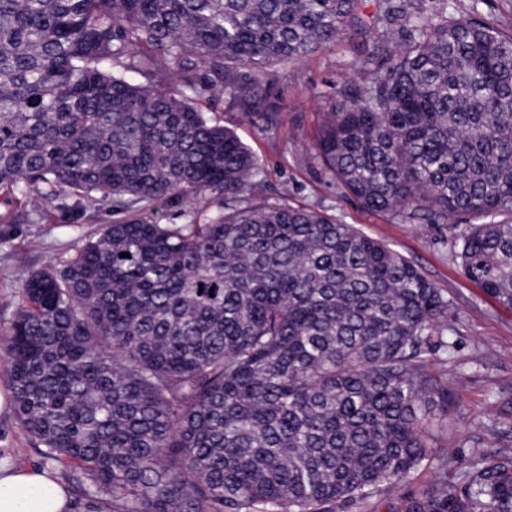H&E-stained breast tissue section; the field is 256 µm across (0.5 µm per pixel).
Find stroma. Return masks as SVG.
Returning <instances> with one entry per match:
<instances>
[{
    "label": "stroma",
    "instance_id": "stroma-1",
    "mask_svg": "<svg viewBox=\"0 0 512 512\" xmlns=\"http://www.w3.org/2000/svg\"><path fill=\"white\" fill-rule=\"evenodd\" d=\"M414 12L436 15L441 7L467 11L512 27V0H410ZM381 0H362L368 27L347 34L314 57L288 67H273L259 77L264 107H280L270 125L245 116L228 99L201 97L197 104L214 121L236 132L258 158L263 174L253 188L257 202H276L289 186L295 205L325 211L418 265L450 301L444 343L430 357L448 390V452L465 459L475 451L512 447V310L501 306L463 275L450 258L454 234L444 224H406L363 210L345 196L316 157L320 126L343 78L368 76L362 46L381 38L377 21ZM23 200L0 202V225L24 231L0 249V323L17 308L15 284L33 271L73 254L80 238L95 235L113 221L110 205L78 200L63 192L44 208L39 223H28ZM0 457L37 467L41 458L10 411L0 412Z\"/></svg>",
    "mask_w": 512,
    "mask_h": 512
}]
</instances>
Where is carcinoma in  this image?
<instances>
[{"label":"carcinoma","instance_id":"carcinoma-1","mask_svg":"<svg viewBox=\"0 0 512 512\" xmlns=\"http://www.w3.org/2000/svg\"><path fill=\"white\" fill-rule=\"evenodd\" d=\"M361 2L0 0V190L29 220L66 189L120 214L0 325L17 424L79 469L86 512H512V451L460 462L432 428L442 290L286 190L253 202L261 165L196 105L250 111L254 74L336 43ZM383 3L399 41L344 80L319 157L371 213L476 220L451 259L512 309V28ZM175 195L206 222L157 223Z\"/></svg>","mask_w":512,"mask_h":512}]
</instances>
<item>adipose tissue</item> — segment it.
Listing matches in <instances>:
<instances>
[{"label": "adipose tissue", "instance_id": "ef3b65f1", "mask_svg": "<svg viewBox=\"0 0 512 512\" xmlns=\"http://www.w3.org/2000/svg\"><path fill=\"white\" fill-rule=\"evenodd\" d=\"M73 507L72 496L50 472L0 460V512H72Z\"/></svg>", "mask_w": 512, "mask_h": 512}]
</instances>
